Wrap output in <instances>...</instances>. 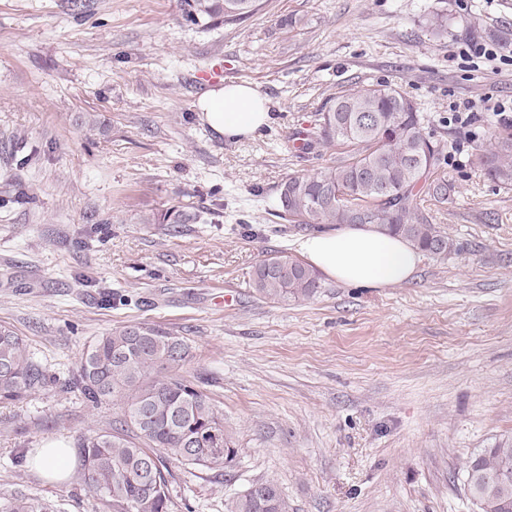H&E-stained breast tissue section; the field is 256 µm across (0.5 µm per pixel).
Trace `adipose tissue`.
<instances>
[{"mask_svg": "<svg viewBox=\"0 0 512 512\" xmlns=\"http://www.w3.org/2000/svg\"><path fill=\"white\" fill-rule=\"evenodd\" d=\"M197 109L211 129L230 140L253 137L270 122L268 100L246 83L205 92ZM299 251L308 264L328 277L372 286L404 283L420 261L406 239L371 226H348L304 236Z\"/></svg>", "mask_w": 512, "mask_h": 512, "instance_id": "adipose-tissue-1", "label": "adipose tissue"}]
</instances>
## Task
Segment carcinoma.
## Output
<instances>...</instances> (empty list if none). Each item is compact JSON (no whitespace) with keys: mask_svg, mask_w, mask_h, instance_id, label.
<instances>
[{"mask_svg":"<svg viewBox=\"0 0 512 512\" xmlns=\"http://www.w3.org/2000/svg\"><path fill=\"white\" fill-rule=\"evenodd\" d=\"M262 0H184L187 17L213 25L242 22ZM320 141L348 148L349 159L315 174L295 173L279 191L280 217L294 224H373L400 235L434 256L448 254L449 240L418 206L421 186L445 203L453 185L433 176L441 145L426 137L414 103L388 85L354 88L321 113ZM479 163L494 180L512 184V135L499 139ZM199 215L167 210L150 224H188ZM253 287L278 303L312 297L319 277L309 266L276 255L253 273ZM189 356L180 337L136 324L114 329L85 349L77 384L88 401H116L120 426L79 441L86 488L112 499L117 512H168L167 462L228 469L236 451L209 397L179 374ZM50 382L15 333L0 329V403L20 402ZM465 486L478 512H512V442L502 441L470 457ZM0 512H53L25 492L0 500ZM226 512H288L277 484L264 481L231 497Z\"/></svg>","mask_w":512,"mask_h":512,"instance_id":"obj_1","label":"carcinoma"}]
</instances>
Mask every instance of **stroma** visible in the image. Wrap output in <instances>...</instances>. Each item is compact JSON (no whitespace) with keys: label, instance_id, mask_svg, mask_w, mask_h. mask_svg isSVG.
Segmentation results:
<instances>
[{"label":"stroma","instance_id":"stroma-1","mask_svg":"<svg viewBox=\"0 0 512 512\" xmlns=\"http://www.w3.org/2000/svg\"><path fill=\"white\" fill-rule=\"evenodd\" d=\"M231 82L270 101L254 138L224 139L196 108ZM378 84L444 147L454 191L417 201L455 251L421 253L397 286L324 276L310 299L260 298L255 267L309 232L279 217L282 183L346 152L291 140ZM491 100L512 103V0H268L210 27L181 0H0V328L55 378L0 403V498L117 512L85 487L78 442L120 406L88 403L76 375L85 347L142 323L189 345L180 373L236 450L225 471L170 463L168 512H225L266 480L288 512H476L461 464L512 440V184L477 161L512 128L489 124ZM170 208L202 219L150 223ZM54 444L72 451L60 482L35 464Z\"/></svg>","mask_w":512,"mask_h":512}]
</instances>
